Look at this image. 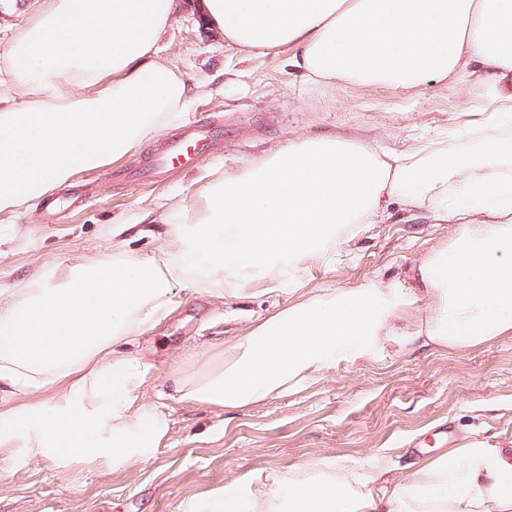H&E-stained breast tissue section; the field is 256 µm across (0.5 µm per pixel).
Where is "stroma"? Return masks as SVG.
Here are the masks:
<instances>
[{"mask_svg":"<svg viewBox=\"0 0 512 512\" xmlns=\"http://www.w3.org/2000/svg\"><path fill=\"white\" fill-rule=\"evenodd\" d=\"M161 47L162 62L204 84L203 93L136 150L76 172L54 193L61 202L55 217L37 200L0 212L1 297L18 298L43 264L65 270L90 262L111 254L116 240L135 256L162 259L178 240L159 216L174 205L201 210L209 183L290 141L340 133L406 150L467 119L477 99L473 90L431 81L417 88L309 83L289 66L287 51L231 46L206 27L193 0H180ZM211 119L224 125L219 152L153 183L128 178L129 168L182 126ZM456 232L395 205L383 223L343 237L335 263L309 265L302 278L309 288H357L373 278L403 283L411 265ZM287 300L249 284L231 300L207 291L188 297L132 337L130 350L150 365L139 395L153 401L170 372L223 351L226 340ZM161 410L168 431L143 461L116 448L52 457L19 441L0 446V512H245L254 500L290 512L288 481L306 466L343 464L361 475L382 459L405 467L419 461L409 442L436 429L451 426L463 441L512 451V336L431 353L390 343L249 409L167 400Z\"/></svg>","mask_w":512,"mask_h":512,"instance_id":"stroma-1","label":"stroma"}]
</instances>
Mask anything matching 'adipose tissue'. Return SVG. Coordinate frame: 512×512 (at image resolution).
Masks as SVG:
<instances>
[{
	"mask_svg": "<svg viewBox=\"0 0 512 512\" xmlns=\"http://www.w3.org/2000/svg\"><path fill=\"white\" fill-rule=\"evenodd\" d=\"M177 0H44L0 52V211L28 205L79 169L107 165L172 123L202 90L159 60ZM241 49L291 50L311 81L492 91L477 116L406 152L344 137L288 142L206 188L202 216L174 211L166 267L120 246L60 272L45 265L0 299V445L49 455L155 448L168 423L138 387L143 359L120 349L201 290L236 297L249 276L276 291L301 264L328 262L344 233L393 202L459 230L410 269V287L290 289L201 367L172 371L158 399L227 410L288 395L339 360L400 338L463 350L512 335V0H201ZM55 391L51 408L37 397ZM292 512H512V452L479 443L403 471L359 476L309 466L288 482Z\"/></svg>",
	"mask_w": 512,
	"mask_h": 512,
	"instance_id": "ef3b65f1",
	"label": "adipose tissue"
}]
</instances>
